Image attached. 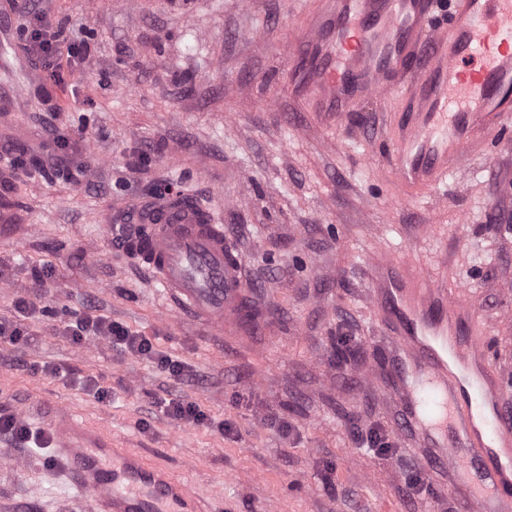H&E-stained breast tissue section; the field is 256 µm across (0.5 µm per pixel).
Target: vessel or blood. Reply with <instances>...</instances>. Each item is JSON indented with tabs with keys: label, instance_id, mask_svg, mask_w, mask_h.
Listing matches in <instances>:
<instances>
[{
	"label": "vessel or blood",
	"instance_id": "vessel-or-blood-1",
	"mask_svg": "<svg viewBox=\"0 0 512 512\" xmlns=\"http://www.w3.org/2000/svg\"><path fill=\"white\" fill-rule=\"evenodd\" d=\"M295 0L307 11L302 49L315 68L301 79L311 111L340 121L364 100L398 101V119L379 147L391 198L446 183L462 169L492 117L512 122V0ZM163 290L166 310L219 332L257 323L241 260L213 209L185 196L129 206L126 223L106 225ZM367 300L382 315L392 398L413 414L407 428L453 442L439 470L469 462L482 484L462 495L463 512H512V417L501 411L505 374L492 356L475 302L422 266L380 250L369 259ZM54 457L88 494L87 512H207L190 503L168 470L61 410L45 416Z\"/></svg>",
	"mask_w": 512,
	"mask_h": 512
}]
</instances>
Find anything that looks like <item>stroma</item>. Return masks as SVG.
<instances>
[{
	"mask_svg": "<svg viewBox=\"0 0 512 512\" xmlns=\"http://www.w3.org/2000/svg\"><path fill=\"white\" fill-rule=\"evenodd\" d=\"M38 3L91 54L49 86L65 92V111L20 113L23 136L0 140L42 154L48 172L0 180V204L19 214L0 230V317L18 298L34 304L25 338L0 345V410H69L233 512H459L471 472H430L435 448L403 430L393 378L376 365L385 343L365 301L368 258L382 246L463 287L512 370V128L479 145L456 176L464 193H448L438 230L420 237L430 199L392 202L386 162L370 159L392 106L361 103L338 125L297 107L296 78L314 61L291 48L305 24L292 0ZM49 124L75 137L46 154ZM141 152L145 164L131 171ZM168 194L222 211L263 307L260 334L221 336L164 317L160 287L105 237L122 205ZM86 312L148 338L152 354L101 338L74 344L64 326ZM340 336L354 351L343 367L331 363ZM164 356L182 364L180 378ZM88 378L107 398L83 388ZM175 397L203 422L163 414L159 400ZM225 420L233 437L218 429ZM360 428L387 434L389 447H363ZM5 449L0 512H81L84 495L50 449ZM417 475L430 489L413 495L407 480Z\"/></svg>",
	"mask_w": 512,
	"mask_h": 512,
	"instance_id": "stroma-1",
	"label": "stroma"
}]
</instances>
